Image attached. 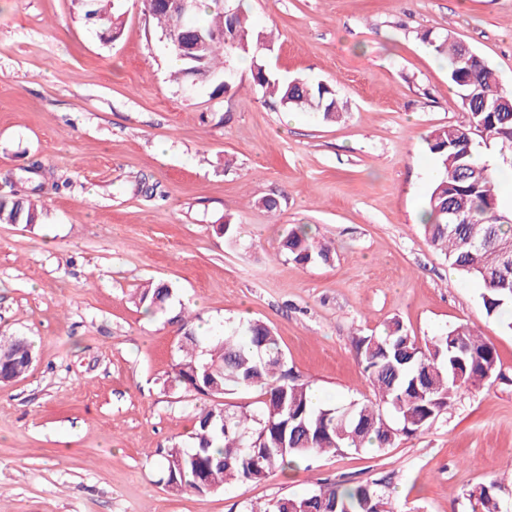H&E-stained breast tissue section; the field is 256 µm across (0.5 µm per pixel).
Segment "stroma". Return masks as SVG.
I'll return each mask as SVG.
<instances>
[{"instance_id": "stroma-1", "label": "stroma", "mask_w": 512, "mask_h": 512, "mask_svg": "<svg viewBox=\"0 0 512 512\" xmlns=\"http://www.w3.org/2000/svg\"><path fill=\"white\" fill-rule=\"evenodd\" d=\"M268 64L333 84L345 118L272 104L234 58V87L183 97L141 0L113 39L72 0H0V198L45 223L0 224V334L36 358L0 384V512H244L334 482H381L402 512H470L502 482L512 512V331L421 229L437 175L424 137L467 114L422 32L462 41L512 90V0H245ZM278 194L267 213L263 197ZM231 219L236 236L218 234ZM292 224L330 262L276 253ZM196 326L259 320L324 401L372 397L359 337L399 319L424 340L465 324L499 356L427 430L382 452L319 455L259 484L181 494L154 453L186 440L201 400L171 384L181 339L133 302L147 280ZM501 489L502 485L498 481L472 488L467 494L471 512H502L499 496Z\"/></svg>"}]
</instances>
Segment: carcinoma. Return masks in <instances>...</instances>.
I'll return each instance as SVG.
<instances>
[{
    "label": "carcinoma",
    "mask_w": 512,
    "mask_h": 512,
    "mask_svg": "<svg viewBox=\"0 0 512 512\" xmlns=\"http://www.w3.org/2000/svg\"><path fill=\"white\" fill-rule=\"evenodd\" d=\"M84 16L103 27L121 28L117 0H74ZM212 10L196 3L193 14L177 24L163 9H150L157 32L168 35L164 52L178 62L177 80L189 82L188 72L200 67L202 84L226 92V74L232 56H251L252 78L263 93L280 105L312 110L322 120L341 118L344 104L334 86L304 78H280L264 69L262 59L272 50L264 33L244 21L241 7L233 13L214 0ZM224 32V39L208 37ZM182 32L206 37L194 62L176 47ZM440 55L450 59L448 80L454 86L468 120L433 130L426 138L439 165L423 211L422 227L431 246L443 252L461 274L483 286L482 300L489 315L506 316L512 305V212L499 207V181L489 166L475 156V138L500 142L502 130L512 128V93L500 89L499 76L487 62L463 61L462 42L428 39ZM474 212L475 222L456 224L452 211ZM43 207L25 198H0V224H42ZM277 253L298 264L327 262L331 249L311 234L307 225H293L281 236ZM174 296L165 284H149L136 295L148 313H164ZM184 339L178 344L171 382L211 401L199 410L188 439L161 452L162 481L173 491L207 494L229 484L257 483L298 466L314 454L366 447L385 449L402 436L428 429L451 406L457 393L490 380L498 355L468 326L459 324L421 344L398 319L391 320L382 336H363L356 358L374 390V398L345 404L312 401L310 383L291 375L272 330L260 322L231 330L196 334L194 322L178 311ZM34 358V344L26 336L0 337V382L24 376ZM259 387L263 399L250 410H232L220 402L231 388ZM501 483L492 481L467 494L471 512H502ZM248 512H399L386 486L379 482L322 485L301 496H284L252 507Z\"/></svg>",
    "instance_id": "1"
}]
</instances>
